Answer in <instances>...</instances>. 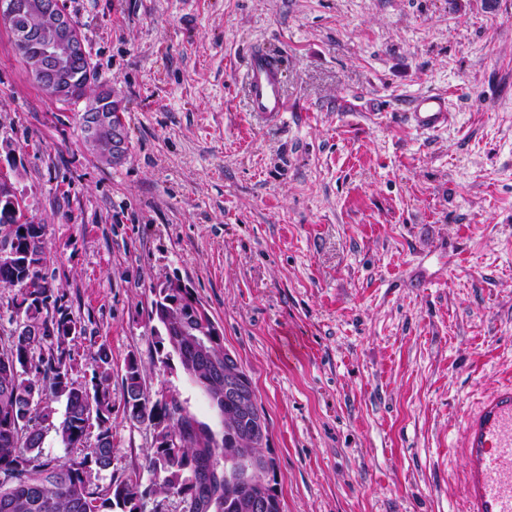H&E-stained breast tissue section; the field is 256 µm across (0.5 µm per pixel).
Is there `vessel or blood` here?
Returning a JSON list of instances; mask_svg holds the SVG:
<instances>
[{"label": "vessel or blood", "mask_w": 512, "mask_h": 512, "mask_svg": "<svg viewBox=\"0 0 512 512\" xmlns=\"http://www.w3.org/2000/svg\"><path fill=\"white\" fill-rule=\"evenodd\" d=\"M283 69L275 53L256 50L248 56L245 93L258 118L272 121L284 114ZM407 119L421 131L446 127L449 112L445 98H417ZM462 434V512H512V381L492 389L466 413Z\"/></svg>", "instance_id": "1"}]
</instances>
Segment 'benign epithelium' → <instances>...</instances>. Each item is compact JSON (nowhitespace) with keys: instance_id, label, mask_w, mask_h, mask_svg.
Masks as SVG:
<instances>
[{"instance_id":"7a95c632","label":"benign epithelium","mask_w":512,"mask_h":512,"mask_svg":"<svg viewBox=\"0 0 512 512\" xmlns=\"http://www.w3.org/2000/svg\"><path fill=\"white\" fill-rule=\"evenodd\" d=\"M35 14L45 18L44 26H32ZM0 23L9 28L13 48L21 58L27 56L30 41L36 39L42 43V55L27 60V67L40 83L62 86L72 82L73 64L85 57L86 50L80 31L62 10L59 0H0ZM104 97H112V90L101 88L86 101L93 116L85 128L84 142L94 152L97 151L100 130L112 119L111 113L101 109ZM219 335L221 328L216 325L209 335L195 336L191 341L200 353L205 354ZM207 387L212 395L223 400L227 410L238 416L234 431L239 450L260 449V453L244 456L242 461L251 470L261 469L272 475L276 460L273 453L266 450L268 430L265 414L256 401L251 380L229 350H224V375L210 379Z\"/></svg>"}]
</instances>
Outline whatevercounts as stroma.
<instances>
[{"label":"stroma","mask_w":512,"mask_h":512,"mask_svg":"<svg viewBox=\"0 0 512 512\" xmlns=\"http://www.w3.org/2000/svg\"><path fill=\"white\" fill-rule=\"evenodd\" d=\"M129 135L88 152L77 108L0 25V171L46 227L43 274L82 328L71 378L111 354L112 478L149 485L151 397L220 419L164 367L151 289L178 277L250 377L282 512H459L467 409L512 377V0H61ZM285 59L267 125L249 53ZM444 95L437 132L402 114Z\"/></svg>","instance_id":"obj_1"}]
</instances>
